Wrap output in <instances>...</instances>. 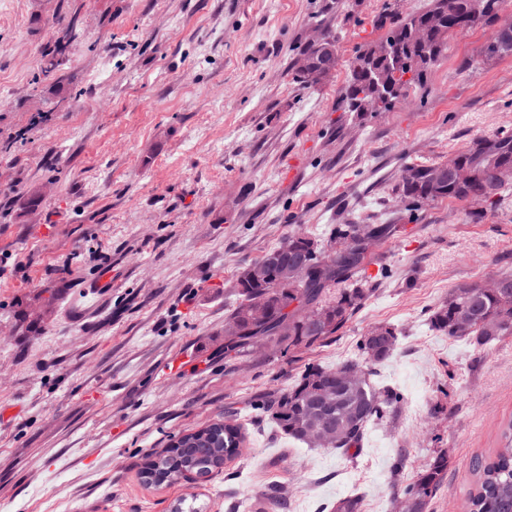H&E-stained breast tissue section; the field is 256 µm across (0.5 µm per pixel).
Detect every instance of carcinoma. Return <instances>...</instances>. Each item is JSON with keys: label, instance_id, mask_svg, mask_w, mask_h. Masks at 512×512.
<instances>
[{"label": "carcinoma", "instance_id": "cac0c4a2", "mask_svg": "<svg viewBox=\"0 0 512 512\" xmlns=\"http://www.w3.org/2000/svg\"><path fill=\"white\" fill-rule=\"evenodd\" d=\"M401 0H387L377 19L384 31L381 39L390 48V55L379 58L373 44H365L355 52L347 65V78L339 91L337 109L356 112L355 102L378 98L377 111L388 112L412 87L421 86L430 68L447 50L442 35L464 33L466 29L448 26L442 29L431 23L448 15L456 18L468 15L470 0H430L417 12L404 13ZM485 7L474 26H491L495 12L504 0H482ZM328 47L337 48L335 37L327 34L318 43H307L300 56L308 62L307 69L296 71L294 79L304 87L319 85L331 77L336 63H328ZM479 55L486 64L512 57V43L487 40ZM495 144L496 160L479 162L481 175L464 187L446 181L433 188V172L445 162L416 164L417 179L406 185L395 184L396 202L402 214L415 218L424 207L448 201H464L475 205L472 218L479 221L486 208H492L512 196V183H493L497 168L512 167V133L500 132L490 137ZM399 224H337L326 237L316 239L305 231H296L301 249L312 252L306 270L293 279V288L280 282L274 273L260 285L237 278L233 285L236 301L230 317L241 321L242 334L224 342V357L230 358L259 342L285 350L313 349L327 343L365 304L372 289L365 287L361 273L368 261L371 246L394 236ZM498 279L509 283L507 288H485L474 282L453 288L448 298L430 316L431 327L450 338L464 340L482 351L486 347L512 337V273H501ZM266 303L268 312L263 325H255L248 315L250 306ZM336 312L329 327L316 328L315 319L327 310ZM470 314L467 327L459 316ZM288 322V332L280 330ZM386 349L377 357L370 355V341L359 338L355 357L333 367L309 364L296 382L271 399L257 404V411L268 419L284 437L309 444L304 430L311 420L324 417L337 427L334 448L349 451L358 447L369 424L386 418L402 394L376 384L372 377L376 367L386 362L398 345L396 329L391 327ZM354 371L357 378L346 386L336 385V375ZM245 426L239 419H218L198 430L179 435L169 443V450L155 461L149 459L142 471L174 470L173 482L190 475L207 476L223 467L215 458L219 449L224 463L235 460L246 447ZM448 468V456L437 455L426 470L404 490L400 508L406 512H427L428 505L442 483ZM473 480L466 493V512H512V420L501 434L499 448L485 459L472 465Z\"/></svg>", "mask_w": 512, "mask_h": 512}]
</instances>
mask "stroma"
Returning a JSON list of instances; mask_svg holds the SVG:
<instances>
[{
	"label": "stroma",
	"mask_w": 512,
	"mask_h": 512,
	"mask_svg": "<svg viewBox=\"0 0 512 512\" xmlns=\"http://www.w3.org/2000/svg\"><path fill=\"white\" fill-rule=\"evenodd\" d=\"M384 0H0V512H393L439 453L429 512H463L475 458L512 419V338L473 357L428 318L451 288L512 271V199L473 222L427 206L365 268V305L326 346L224 359L231 286L288 234L394 224L405 164L512 131V57L481 63L490 29L451 35L426 84L388 112H340L344 61L377 40ZM59 72L43 62L70 26ZM340 68L293 80L314 26ZM40 124H33L34 116ZM24 139H17L18 131ZM111 257L104 268L100 253ZM393 325L378 379L400 391L360 448H311L252 414L310 363L350 359ZM224 416L248 443L227 473L143 482L149 450ZM404 461L399 478L395 462Z\"/></svg>",
	"instance_id": "35a3bbf8"
}]
</instances>
